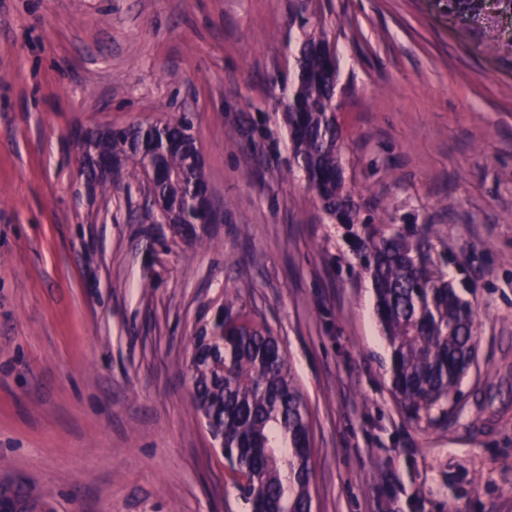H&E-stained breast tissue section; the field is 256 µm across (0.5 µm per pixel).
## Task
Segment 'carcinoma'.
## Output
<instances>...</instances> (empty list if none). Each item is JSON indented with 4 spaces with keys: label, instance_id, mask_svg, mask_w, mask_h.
I'll use <instances>...</instances> for the list:
<instances>
[{
    "label": "carcinoma",
    "instance_id": "carcinoma-1",
    "mask_svg": "<svg viewBox=\"0 0 512 512\" xmlns=\"http://www.w3.org/2000/svg\"><path fill=\"white\" fill-rule=\"evenodd\" d=\"M448 13L465 22L491 49L508 48L500 20L512 17V0H448ZM298 77L284 116L295 158L333 218L356 220L344 188L336 133V52L323 35L309 34L297 57ZM105 153L118 162L113 182L147 186L168 204L167 221L197 238L192 203L207 194L202 167L193 160L184 122L112 131ZM433 225L418 233L364 225L362 260L376 296V313L391 351L392 391L413 419L444 407L459 393L473 348V312L438 271ZM224 298L193 339L186 375L193 407L234 473L253 512H311L312 433L307 404L288 357L264 326L233 312ZM14 512L37 502L22 486L0 487Z\"/></svg>",
    "mask_w": 512,
    "mask_h": 512
}]
</instances>
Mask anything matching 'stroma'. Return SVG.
Returning <instances> with one entry per match:
<instances>
[{
    "instance_id": "stroma-1",
    "label": "stroma",
    "mask_w": 512,
    "mask_h": 512,
    "mask_svg": "<svg viewBox=\"0 0 512 512\" xmlns=\"http://www.w3.org/2000/svg\"><path fill=\"white\" fill-rule=\"evenodd\" d=\"M336 49L360 222L283 122L303 39ZM185 120L216 219L89 191L78 133ZM417 232L474 312L447 412L409 419L356 254ZM278 337L313 422V512H512V55L447 0H0V481L50 512H247L185 363L225 297Z\"/></svg>"
}]
</instances>
